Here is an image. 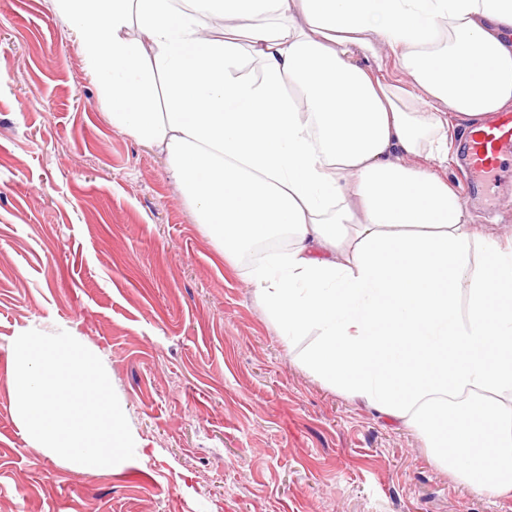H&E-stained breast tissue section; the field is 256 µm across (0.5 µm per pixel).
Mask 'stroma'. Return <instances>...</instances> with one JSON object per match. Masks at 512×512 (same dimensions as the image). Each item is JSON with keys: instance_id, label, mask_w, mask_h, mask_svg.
<instances>
[{"instance_id": "stroma-1", "label": "stroma", "mask_w": 512, "mask_h": 512, "mask_svg": "<svg viewBox=\"0 0 512 512\" xmlns=\"http://www.w3.org/2000/svg\"><path fill=\"white\" fill-rule=\"evenodd\" d=\"M478 231L512 236L467 190ZM196 224L158 148L112 128L50 0H0V512H512L403 424L331 391ZM106 363L140 452L79 470L30 447L6 385L20 331Z\"/></svg>"}]
</instances>
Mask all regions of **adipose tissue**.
I'll return each mask as SVG.
<instances>
[{
  "instance_id": "adipose-tissue-1",
  "label": "adipose tissue",
  "mask_w": 512,
  "mask_h": 512,
  "mask_svg": "<svg viewBox=\"0 0 512 512\" xmlns=\"http://www.w3.org/2000/svg\"><path fill=\"white\" fill-rule=\"evenodd\" d=\"M51 3L113 128L164 148L225 260L263 241L248 278L307 370L512 495V236L478 232L439 173L449 117L512 106V0ZM219 17L247 41L204 36ZM479 451L484 475L462 464Z\"/></svg>"
}]
</instances>
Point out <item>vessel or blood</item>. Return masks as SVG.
<instances>
[{
  "label": "vessel or blood",
  "mask_w": 512,
  "mask_h": 512,
  "mask_svg": "<svg viewBox=\"0 0 512 512\" xmlns=\"http://www.w3.org/2000/svg\"><path fill=\"white\" fill-rule=\"evenodd\" d=\"M465 171L487 196L512 187V113L501 112L468 137Z\"/></svg>",
  "instance_id": "b4317fda"
}]
</instances>
